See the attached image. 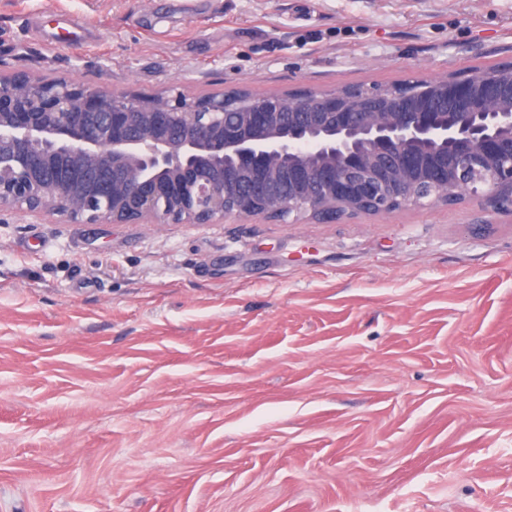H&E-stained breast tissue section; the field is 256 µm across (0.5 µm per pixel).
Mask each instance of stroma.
<instances>
[{
	"label": "stroma",
	"instance_id": "1",
	"mask_svg": "<svg viewBox=\"0 0 512 512\" xmlns=\"http://www.w3.org/2000/svg\"><path fill=\"white\" fill-rule=\"evenodd\" d=\"M508 61L512 0H0V72L147 95ZM0 512H512V214L0 213Z\"/></svg>",
	"mask_w": 512,
	"mask_h": 512
}]
</instances>
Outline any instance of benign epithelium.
<instances>
[{
    "mask_svg": "<svg viewBox=\"0 0 512 512\" xmlns=\"http://www.w3.org/2000/svg\"><path fill=\"white\" fill-rule=\"evenodd\" d=\"M412 108L352 109L344 87L255 96L224 123V94L142 96L17 71L0 75V212L85 224H223L242 218H345L486 202L512 212V84L467 71L412 80ZM446 101L451 111L436 104ZM451 153L456 180L432 165ZM323 186L268 189L239 174Z\"/></svg>",
    "mask_w": 512,
    "mask_h": 512,
    "instance_id": "7a95c632",
    "label": "benign epithelium"
}]
</instances>
